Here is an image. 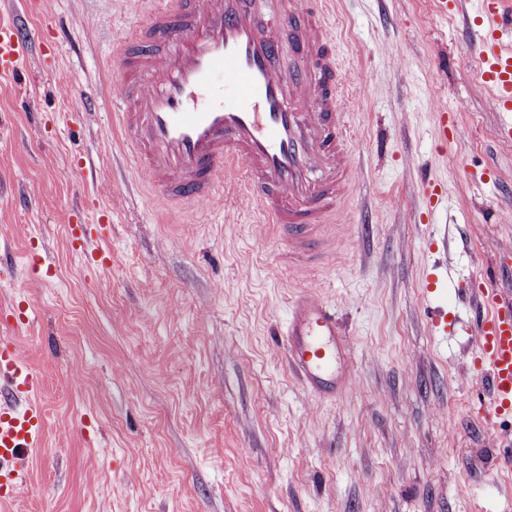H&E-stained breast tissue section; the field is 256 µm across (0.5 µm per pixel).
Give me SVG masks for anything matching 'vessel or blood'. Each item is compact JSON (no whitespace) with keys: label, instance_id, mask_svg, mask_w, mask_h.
<instances>
[{"label":"vessel or blood","instance_id":"obj_1","mask_svg":"<svg viewBox=\"0 0 512 512\" xmlns=\"http://www.w3.org/2000/svg\"><path fill=\"white\" fill-rule=\"evenodd\" d=\"M469 18L474 57L512 139V0H453ZM260 22L250 0H162L124 35L126 52L111 98L126 146L167 207H208L230 174L291 257L308 262L336 248L327 217L349 186L353 158L341 109L346 83L333 52L324 0H272ZM29 46L0 23V72L19 74ZM475 346L485 375L487 417L512 416V298L485 287L476 297ZM288 359L305 386L331 394L352 382L350 342L335 308L310 291L293 301L283 331ZM41 379L0 337V476L13 482L23 452L42 432L34 395Z\"/></svg>","mask_w":512,"mask_h":512}]
</instances>
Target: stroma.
Returning <instances> with one entry per match:
<instances>
[{
    "label": "stroma",
    "instance_id": "35a3bbf8",
    "mask_svg": "<svg viewBox=\"0 0 512 512\" xmlns=\"http://www.w3.org/2000/svg\"><path fill=\"white\" fill-rule=\"evenodd\" d=\"M158 5L0 0L33 47L0 75V334L25 302L16 340L44 412L0 512H512V417L488 423L468 345L474 290L512 288V141L459 17L334 0L352 188L328 218L337 253L297 267L236 184L160 210L124 154L103 103L121 47L100 18L129 29ZM58 23L71 37L55 51ZM428 177L448 192L433 214ZM93 249L112 256L103 287ZM36 250L50 273L32 274ZM303 288L349 335L354 381L331 399L280 337Z\"/></svg>",
    "mask_w": 512,
    "mask_h": 512
}]
</instances>
